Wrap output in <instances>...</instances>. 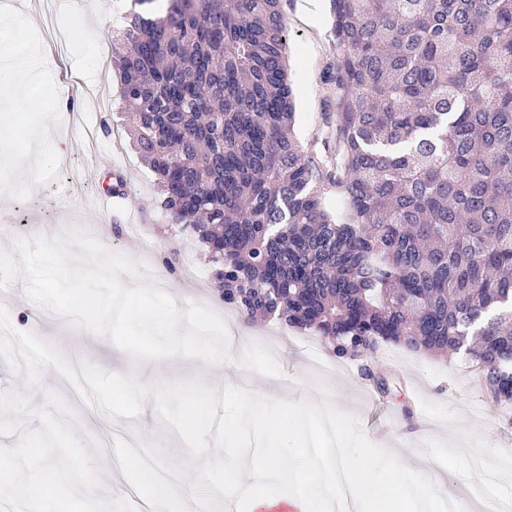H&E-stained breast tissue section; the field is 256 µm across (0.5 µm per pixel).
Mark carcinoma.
Here are the masks:
<instances>
[{
	"mask_svg": "<svg viewBox=\"0 0 512 512\" xmlns=\"http://www.w3.org/2000/svg\"><path fill=\"white\" fill-rule=\"evenodd\" d=\"M135 5L128 131L224 303L338 357L462 352L512 405V0H330L345 224L296 140L282 0Z\"/></svg>",
	"mask_w": 512,
	"mask_h": 512,
	"instance_id": "cac0c4a2",
	"label": "carcinoma"
}]
</instances>
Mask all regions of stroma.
<instances>
[{
	"label": "stroma",
	"mask_w": 512,
	"mask_h": 512,
	"mask_svg": "<svg viewBox=\"0 0 512 512\" xmlns=\"http://www.w3.org/2000/svg\"><path fill=\"white\" fill-rule=\"evenodd\" d=\"M117 0H79L53 14L35 10L34 0H0V145L32 151L39 162V192L17 188L9 169L0 167L10 206L0 211V251L15 253L21 241L86 238L106 251L128 255L141 269L136 282L154 284L179 309L195 304L233 322L236 335L253 350L246 377L264 386L287 384L306 399L334 402L347 412L351 433L347 469L366 467L393 451L401 458L418 453L440 471L452 493L482 487L512 512V407L488 404L474 381L470 362L458 356H431L392 344L373 354L336 357L312 332L275 318L244 321L215 289L216 268L205 246L171 224L160 207L154 179L109 111L84 108V92L108 89L120 106L112 35L124 16ZM283 0L288 29V71L295 94L298 140L320 164L336 154V47L329 0ZM47 69L67 96L54 101L35 72ZM25 105L13 110V94ZM69 151L56 157L54 143ZM123 196L125 211L87 224L84 198ZM140 247L127 249L129 234ZM375 377L367 379L364 369ZM223 362L182 357L136 362L108 337L30 301L22 280L0 293V512H129L137 493L118 471L114 445L123 440L143 451L173 485L196 480L200 459L159 416L138 429L143 387L200 380L216 387ZM487 449L483 469L469 456L448 454V439ZM290 453L283 469L296 472L303 489L322 481L336 463L329 444L284 438ZM308 455L306 470L296 458Z\"/></svg>",
	"instance_id": "obj_1"
}]
</instances>
